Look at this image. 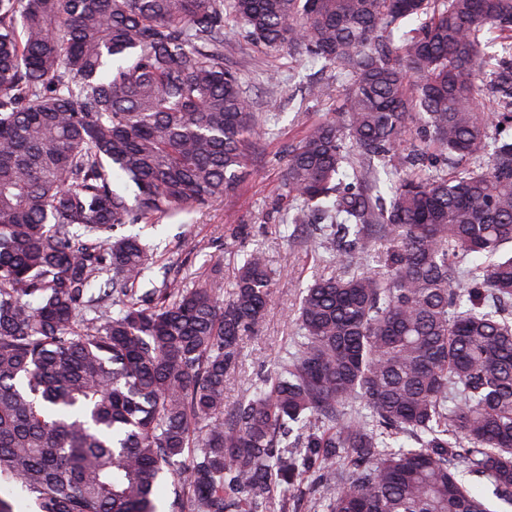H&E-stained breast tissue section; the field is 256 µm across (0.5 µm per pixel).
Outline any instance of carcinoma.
<instances>
[{
  "mask_svg": "<svg viewBox=\"0 0 512 512\" xmlns=\"http://www.w3.org/2000/svg\"><path fill=\"white\" fill-rule=\"evenodd\" d=\"M226 12L345 85L284 182L343 272L302 290L296 354L228 416L265 254L227 297L220 261L142 292L148 251L116 234L245 174L264 129ZM509 243L512 0H0V483L35 512H158L168 475L171 512H288L340 463L328 512L512 508Z\"/></svg>",
  "mask_w": 512,
  "mask_h": 512,
  "instance_id": "obj_1",
  "label": "carcinoma"
}]
</instances>
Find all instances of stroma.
<instances>
[{"mask_svg":"<svg viewBox=\"0 0 512 512\" xmlns=\"http://www.w3.org/2000/svg\"><path fill=\"white\" fill-rule=\"evenodd\" d=\"M224 64L241 73L253 112L266 119L267 132L256 144L245 177L224 200L152 226L130 224L123 232L140 234L154 247L157 264L146 273L147 289L185 284L214 258L222 261L225 275H232L252 249L262 250L277 270L266 320L245 338L241 363L224 383V408L230 411L252 392L260 370L274 367L283 346H296L294 318L301 289L315 276L335 272L324 261L314 225L286 221L283 183L289 147L302 138L307 123L335 117L340 99L315 100L307 94L313 83H335L334 67L268 51L241 35L229 18L224 21ZM274 70L280 74L276 84L268 80Z\"/></svg>","mask_w":512,"mask_h":512,"instance_id":"obj_1","label":"stroma"}]
</instances>
